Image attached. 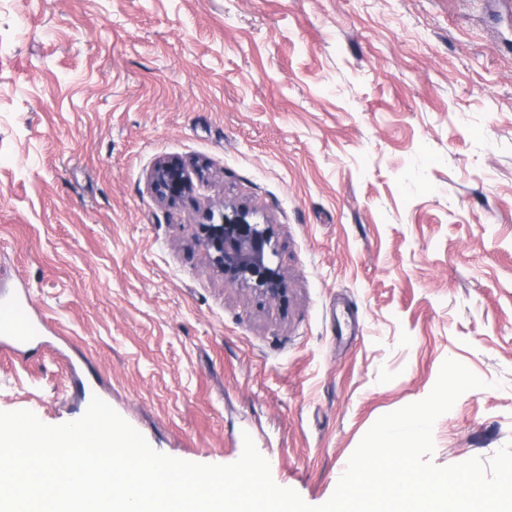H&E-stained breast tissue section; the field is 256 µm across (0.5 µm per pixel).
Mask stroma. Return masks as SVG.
Returning <instances> with one entry per match:
<instances>
[{"label":"stroma","instance_id":"stroma-1","mask_svg":"<svg viewBox=\"0 0 512 512\" xmlns=\"http://www.w3.org/2000/svg\"><path fill=\"white\" fill-rule=\"evenodd\" d=\"M209 173L160 200L162 158ZM272 225L287 281L214 273L204 210ZM47 330L0 353V411L58 425L76 379L156 451L333 494L442 363L491 383L433 461L512 440V4L0 0V304Z\"/></svg>","mask_w":512,"mask_h":512}]
</instances>
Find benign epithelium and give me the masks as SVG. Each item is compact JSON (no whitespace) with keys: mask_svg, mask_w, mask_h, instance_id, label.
<instances>
[{"mask_svg":"<svg viewBox=\"0 0 512 512\" xmlns=\"http://www.w3.org/2000/svg\"><path fill=\"white\" fill-rule=\"evenodd\" d=\"M201 175L198 166L163 159L153 166L150 181L159 196L177 200L191 191L193 177ZM197 242L208 255L211 268L225 281L251 286L266 302L286 296V278L271 262L276 253L273 227L252 222L248 209L226 205L219 223L213 222L212 214L205 215Z\"/></svg>","mask_w":512,"mask_h":512,"instance_id":"7a95c632","label":"benign epithelium"}]
</instances>
